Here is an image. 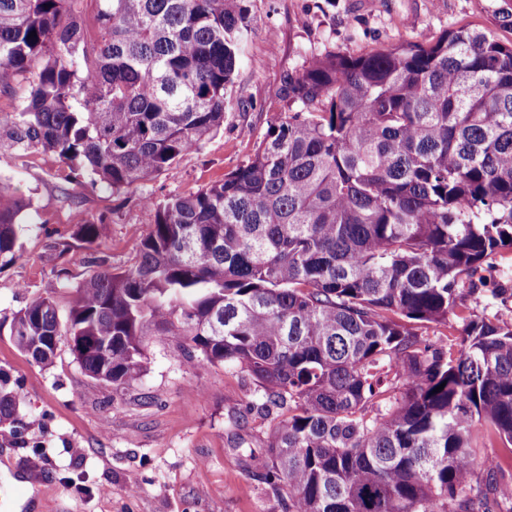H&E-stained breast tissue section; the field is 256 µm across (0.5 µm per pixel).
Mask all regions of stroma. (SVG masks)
I'll return each mask as SVG.
<instances>
[{"label":"stroma","instance_id":"35a3bbf8","mask_svg":"<svg viewBox=\"0 0 512 512\" xmlns=\"http://www.w3.org/2000/svg\"><path fill=\"white\" fill-rule=\"evenodd\" d=\"M253 30L228 88L222 128L201 149L115 194L90 185L51 153L0 141V181L30 197L16 262L0 269V386L18 393V419L0 425V512H283L258 476L266 439L283 415L254 404L247 372L185 360L174 342L150 337L140 381L123 389L87 376L68 343L51 363L17 350L14 315L39 297L67 316L95 271L134 265L155 211L151 200L188 195L245 163L269 126L288 113L289 71L335 51L357 56L410 41L434 42L466 23L494 28L497 0H249ZM97 225L87 244L77 220ZM69 243L60 253L59 243ZM512 266V252L496 256ZM497 300L466 294L476 314L512 318V289L495 272ZM41 458L39 478L27 472Z\"/></svg>","mask_w":512,"mask_h":512}]
</instances>
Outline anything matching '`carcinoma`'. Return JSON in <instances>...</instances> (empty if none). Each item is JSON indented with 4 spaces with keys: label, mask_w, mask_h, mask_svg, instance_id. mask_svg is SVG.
<instances>
[{
    "label": "carcinoma",
    "mask_w": 512,
    "mask_h": 512,
    "mask_svg": "<svg viewBox=\"0 0 512 512\" xmlns=\"http://www.w3.org/2000/svg\"><path fill=\"white\" fill-rule=\"evenodd\" d=\"M97 2L0 0V79L31 76L14 143L120 192L223 126L251 18L246 0ZM496 22L512 32V0ZM280 94L288 115L246 164L151 202L135 264L84 281L64 322L30 302L15 347L46 363L65 340L117 390L145 371L148 336L239 367L260 407L288 411L260 473L283 512H512V319L465 313L462 292L512 249V38L467 24L330 53ZM30 206L0 184V268ZM450 315L458 349L415 331ZM16 409L0 390V423ZM476 420L498 458L476 456Z\"/></svg>",
    "instance_id": "cac0c4a2"
}]
</instances>
